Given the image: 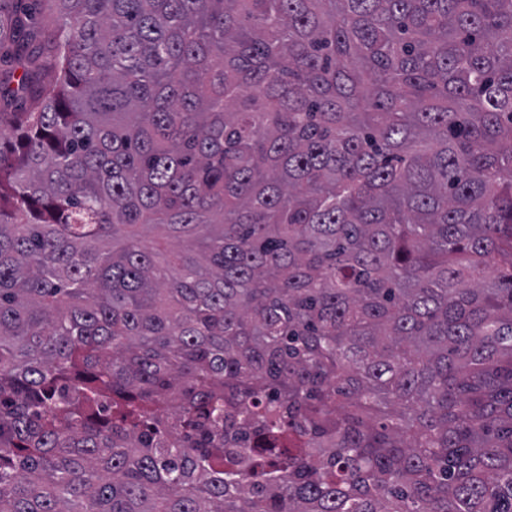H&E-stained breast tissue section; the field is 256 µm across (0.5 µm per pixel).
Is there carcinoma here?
<instances>
[{
	"mask_svg": "<svg viewBox=\"0 0 512 512\" xmlns=\"http://www.w3.org/2000/svg\"><path fill=\"white\" fill-rule=\"evenodd\" d=\"M41 2L0 512H512V0Z\"/></svg>",
	"mask_w": 512,
	"mask_h": 512,
	"instance_id": "cac0c4a2",
	"label": "carcinoma"
}]
</instances>
